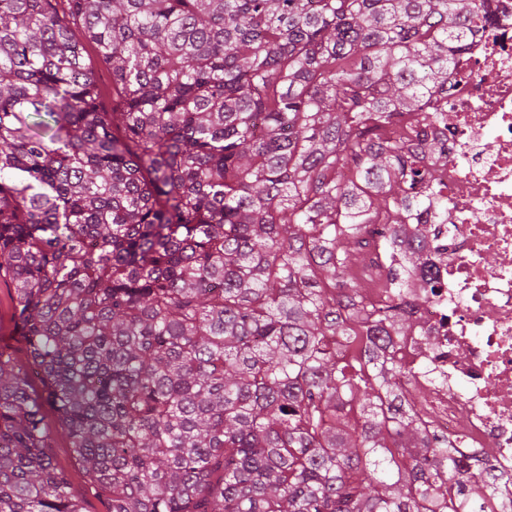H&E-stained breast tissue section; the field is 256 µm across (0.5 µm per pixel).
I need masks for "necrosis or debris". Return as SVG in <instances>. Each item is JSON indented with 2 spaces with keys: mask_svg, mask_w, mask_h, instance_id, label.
Returning <instances> with one entry per match:
<instances>
[{
  "mask_svg": "<svg viewBox=\"0 0 512 512\" xmlns=\"http://www.w3.org/2000/svg\"><path fill=\"white\" fill-rule=\"evenodd\" d=\"M448 76V224L429 246L440 287L419 307L410 385L432 424L512 474V0H493Z\"/></svg>",
  "mask_w": 512,
  "mask_h": 512,
  "instance_id": "necrosis-or-debris-1",
  "label": "necrosis or debris"
}]
</instances>
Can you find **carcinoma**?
I'll use <instances>...</instances> for the list:
<instances>
[{
  "label": "carcinoma",
  "mask_w": 512,
  "mask_h": 512,
  "mask_svg": "<svg viewBox=\"0 0 512 512\" xmlns=\"http://www.w3.org/2000/svg\"><path fill=\"white\" fill-rule=\"evenodd\" d=\"M0 0V512H461L400 355L448 223L455 54L492 0ZM112 74L99 104L84 45ZM410 133L388 136L403 116ZM379 270L386 303L348 277ZM16 294L8 276L0 278V351L18 361H24L27 347L18 336L15 325ZM43 417L45 428L50 434L49 453L54 464L67 475L73 486L83 491L84 512H107L108 500L94 486L86 482V474L73 456L69 440L58 426L56 412L48 403L43 406Z\"/></svg>",
  "instance_id": "carcinoma-1"
}]
</instances>
